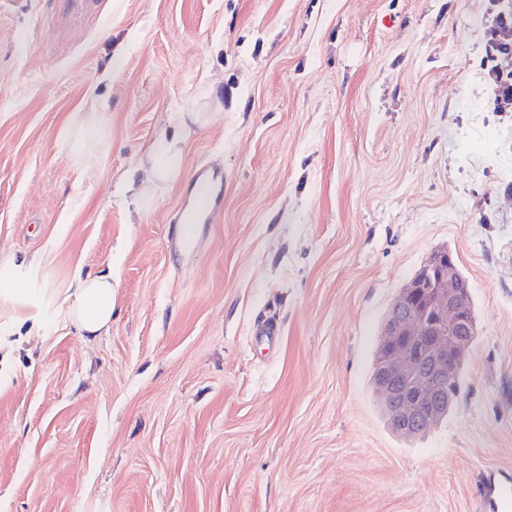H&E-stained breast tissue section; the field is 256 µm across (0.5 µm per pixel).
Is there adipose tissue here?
<instances>
[{
  "label": "adipose tissue",
  "mask_w": 512,
  "mask_h": 512,
  "mask_svg": "<svg viewBox=\"0 0 512 512\" xmlns=\"http://www.w3.org/2000/svg\"><path fill=\"white\" fill-rule=\"evenodd\" d=\"M76 292L79 303L73 318L80 331L99 336L112 323V279L106 275L81 277Z\"/></svg>",
  "instance_id": "adipose-tissue-1"
}]
</instances>
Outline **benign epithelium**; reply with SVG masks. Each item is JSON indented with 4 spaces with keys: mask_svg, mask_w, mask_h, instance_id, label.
I'll return each instance as SVG.
<instances>
[{
    "mask_svg": "<svg viewBox=\"0 0 512 512\" xmlns=\"http://www.w3.org/2000/svg\"><path fill=\"white\" fill-rule=\"evenodd\" d=\"M469 283L452 254H438L393 299L372 385L389 426L416 437L448 416V383L478 335L467 307Z\"/></svg>",
    "mask_w": 512,
    "mask_h": 512,
    "instance_id": "obj_1",
    "label": "benign epithelium"
}]
</instances>
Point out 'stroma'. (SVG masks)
<instances>
[{
  "mask_svg": "<svg viewBox=\"0 0 512 512\" xmlns=\"http://www.w3.org/2000/svg\"><path fill=\"white\" fill-rule=\"evenodd\" d=\"M502 10L0 0V512H493L488 479L512 481ZM162 136L182 175L148 189ZM204 167L220 211L184 244ZM442 248L478 335L448 417L407 440L373 360ZM80 272L112 276L107 335L71 320Z\"/></svg>",
  "mask_w": 512,
  "mask_h": 512,
  "instance_id": "35a3bbf8",
  "label": "stroma"
}]
</instances>
